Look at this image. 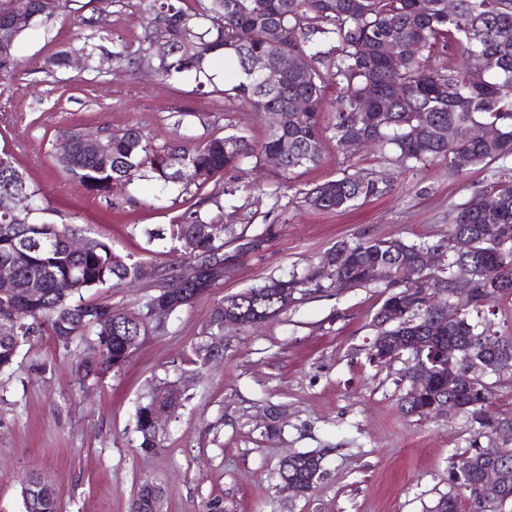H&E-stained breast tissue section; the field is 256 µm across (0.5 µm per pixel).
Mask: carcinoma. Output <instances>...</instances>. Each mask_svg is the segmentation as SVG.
I'll list each match as a JSON object with an SVG mask.
<instances>
[{"label":"carcinoma","mask_w":512,"mask_h":512,"mask_svg":"<svg viewBox=\"0 0 512 512\" xmlns=\"http://www.w3.org/2000/svg\"><path fill=\"white\" fill-rule=\"evenodd\" d=\"M196 10L189 0H139L143 25L139 35L124 42L112 53L117 61L133 62L165 77L195 72L210 78L207 68L215 57L234 63L242 79L224 90L225 103L247 106L264 115L271 111H291L293 102L304 97L309 107L295 114L282 129H269L255 143L245 131L215 136L204 143L186 147L179 143L156 147L144 132L130 126L106 129L105 151L91 156L82 149L81 134L70 129L61 135L71 142V150L58 158L60 166L89 191L111 195L138 180L149 178L163 190L178 185L195 189L197 201L184 210L168 228L148 233L152 240H170L185 251L183 265L175 273L160 265L158 291L150 295L142 309L153 303H167L176 312L204 295L215 281L206 278L204 266L224 256L225 237L232 225L211 216L206 206L222 210L218 196L202 190L217 175L240 169L251 159L269 153L281 158L275 177L288 180L299 169L316 165L322 158L325 131L332 132L336 148L346 149L351 139L366 147H379L395 154L403 169L443 165L463 174L512 156V0H459L458 10L448 13V0H207ZM63 0H0V18L25 15L22 35L51 18ZM391 43L386 57L368 53L364 47ZM454 48L458 57L441 70L432 57ZM278 51L283 74L276 87L264 85L248 68L255 53ZM480 59L484 76L471 75V59ZM337 90L332 104V122L326 127L325 89ZM377 97L378 120L363 125L357 113L370 107L362 96ZM476 125H494L500 136L491 143L471 138ZM451 129L446 140L441 130ZM28 195V206L13 205L19 191ZM379 182L345 173L305 192L304 202L323 211L348 210L360 201L381 194ZM494 200L492 207L486 199ZM39 190L32 187L9 154L0 152V263L15 267V286L0 290V372L8 370L30 336L43 329L67 348L79 346L74 369L82 384L102 381L121 368L136 346L132 341L149 334L160 335L166 327L147 323L141 327L126 321L125 313L107 302L84 299L93 288H115L137 281L145 263L117 253L109 244L85 239V247L75 252L69 241L79 230L69 223L45 218ZM483 224L503 226L502 237L476 248L473 261L500 280L512 284V180L495 183L486 195L460 207L448 228V239L467 233L478 236ZM428 246L400 239L342 241L333 252L334 265L318 266L302 275L273 279L224 298L214 306L204 338L192 347L187 367L175 378L155 382L135 413L139 447L145 451L163 448L154 431L151 415L171 397L163 385L181 383L176 409L190 399L189 384L205 365L203 352L224 355L221 338L224 320L232 318L242 327H253L278 316L291 296L342 290L370 282L367 268L384 264L394 271L387 283L389 291L375 315L379 332L404 337L403 351L413 354L418 346L428 349L448 346V338L461 341L458 368L466 374L450 387L435 379L424 391L407 392L406 412L427 416L440 405L462 406V415L493 434L512 436L503 428L505 419L486 409L481 396L483 377L468 373L474 357L473 339L488 334L512 352V336H500L474 324L470 313L450 325L436 316L431 298H448L457 258L447 245H436L444 261L435 268L415 269L409 262ZM70 282V291L58 288ZM112 322V331L102 335L98 323ZM485 447L472 444L470 452L448 470L451 491L441 497L431 512H459L460 500L467 498L474 512H497L504 505L498 493L480 484L488 456ZM322 457L303 452L285 459L279 478L299 488L312 490L321 476ZM41 477L29 473L22 486L26 512H60L57 500L40 496ZM159 486L143 483L130 512H151L150 501L160 497Z\"/></svg>","instance_id":"carcinoma-1"}]
</instances>
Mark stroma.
Segmentation results:
<instances>
[{"instance_id":"obj_1","label":"stroma","mask_w":512,"mask_h":512,"mask_svg":"<svg viewBox=\"0 0 512 512\" xmlns=\"http://www.w3.org/2000/svg\"><path fill=\"white\" fill-rule=\"evenodd\" d=\"M81 15L69 0L16 42L17 66L0 74V151L41 192L54 221L133 258L179 264L168 244L147 243L141 230L170 223L193 195L176 186L155 193L150 180L94 194L58 166V131L135 125L155 146H194L236 129L257 141L266 124L225 104L223 59L211 62L218 76L202 87L191 73L168 79L113 61L118 44L140 31L138 0L100 13L92 29ZM86 44L95 48L89 67L46 75L50 58ZM356 171L390 190L350 212L303 206L302 189ZM267 173L248 166L209 184L222 193L224 221L236 231L224 247L231 266L102 384L80 386L73 350L43 330L0 373V512H24L21 480L31 470L56 483L61 512H129L146 480L162 488L163 512H207L215 499L224 512H432L448 493V469L468 453L479 426L445 411L402 413L405 359H370L374 316L386 297L381 281L301 295L264 325L226 328L223 360L202 368L189 402L167 425L163 449L140 448L136 404L190 354L224 297L303 271L342 241L445 243L456 207L512 179V156L459 175L442 165L402 172L392 153L341 152L328 139L321 161L288 183ZM271 422L281 430L272 440L264 435ZM309 451L321 454L323 476L309 493H290L279 465Z\"/></svg>"}]
</instances>
